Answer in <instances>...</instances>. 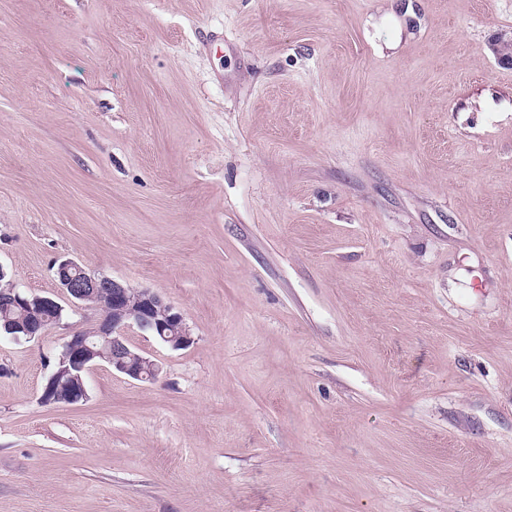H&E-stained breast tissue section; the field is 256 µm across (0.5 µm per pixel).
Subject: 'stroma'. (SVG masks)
<instances>
[{
	"instance_id": "1",
	"label": "stroma",
	"mask_w": 512,
	"mask_h": 512,
	"mask_svg": "<svg viewBox=\"0 0 512 512\" xmlns=\"http://www.w3.org/2000/svg\"><path fill=\"white\" fill-rule=\"evenodd\" d=\"M512 0H0V512H512ZM194 341L45 405L100 314ZM55 276L63 294L83 304L93 297L97 302L93 306L101 315L92 329L75 332L64 342L59 367L42 388L40 401L45 405H75L86 400V375L101 363L133 380L155 379L158 365L127 342L125 331L130 327L174 349L193 342L183 315L149 289L96 276L71 259L58 264ZM7 278V272L0 266V302L7 301V307L19 308L21 316L18 318L15 312L11 310L7 312L1 307V331L11 335V332L4 329L3 311L10 318H17L13 320L16 321L14 328L23 333V335L13 334V338L17 341L21 339L29 341L41 336L45 331L41 332V330L47 322L60 323L63 307L58 302L50 297L23 292L16 287L11 278Z\"/></svg>"
}]
</instances>
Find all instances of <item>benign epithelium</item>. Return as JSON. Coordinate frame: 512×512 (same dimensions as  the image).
<instances>
[{
	"label": "benign epithelium",
	"instance_id": "1",
	"mask_svg": "<svg viewBox=\"0 0 512 512\" xmlns=\"http://www.w3.org/2000/svg\"><path fill=\"white\" fill-rule=\"evenodd\" d=\"M55 276L63 294L75 303L93 297L101 315L92 329L75 332L64 342L59 367L42 388L40 402L45 405H75L86 400V375L101 363L133 380L156 378L158 365L127 342L125 331L130 327L135 326L174 349L193 342L183 315L149 289L96 276L71 259L58 264ZM4 301L20 309L21 316L15 324L19 333L13 335L17 341L41 336L48 322L60 323L62 306L58 302L21 291L0 266V302Z\"/></svg>",
	"mask_w": 512,
	"mask_h": 512
}]
</instances>
